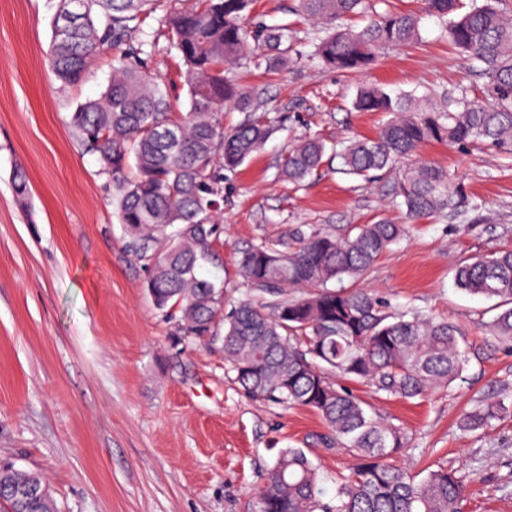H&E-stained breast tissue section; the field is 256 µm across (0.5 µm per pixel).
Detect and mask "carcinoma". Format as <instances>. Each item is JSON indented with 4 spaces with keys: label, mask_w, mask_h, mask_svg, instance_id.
Masks as SVG:
<instances>
[{
    "label": "carcinoma",
    "mask_w": 512,
    "mask_h": 512,
    "mask_svg": "<svg viewBox=\"0 0 512 512\" xmlns=\"http://www.w3.org/2000/svg\"><path fill=\"white\" fill-rule=\"evenodd\" d=\"M372 0H296L289 12L322 25L311 58L341 73L365 71L387 47L420 36L416 13L372 11L361 28L348 24ZM499 0H424L425 13L442 22L450 43L481 64L497 94L484 104L457 98L423 106L413 93L364 86L354 107L390 115L376 139L332 147L342 173L370 180L427 142L491 145L512 155V20ZM250 0H58L47 62L64 84L79 80L100 54L112 49V71L101 95L77 104L71 123L84 146L98 154L112 182L113 205L125 231V247L149 270L154 305L177 319L183 335L222 343L234 380L255 400L315 411L329 430L324 438L357 463L336 480L327 497L324 480L301 448H282L255 496V512H460L470 476L458 469L429 470L416 478L398 461L409 450L405 431L376 414L372 405L335 378L372 386L388 398L420 397L449 387L470 363L468 340L456 326L424 311H386L362 288H348L405 234V226L380 220L353 227L343 237L297 228L241 251L238 267L250 290L275 300L246 298L224 311L223 286L200 277L212 256L220 223L222 170H236L257 152L273 128L257 111L251 92L228 76L234 64L288 63L302 42L293 23L276 27L246 22ZM153 19L185 69L188 108H173L159 84L142 72L155 43L133 35ZM248 112L224 128V113ZM325 143L305 138L281 160L295 185L318 171ZM393 198L412 221L449 208L478 209L431 163L404 171ZM461 291L497 300L492 331L512 342V251L462 261L455 272ZM287 288L314 292L284 297ZM224 323V334L216 330ZM503 403H481L463 427L476 431L497 418ZM35 486L28 501L16 495ZM16 512H56L41 476L0 466V496Z\"/></svg>",
    "instance_id": "obj_1"
}]
</instances>
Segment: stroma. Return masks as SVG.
<instances>
[{"label": "stroma", "instance_id": "stroma-1", "mask_svg": "<svg viewBox=\"0 0 512 512\" xmlns=\"http://www.w3.org/2000/svg\"><path fill=\"white\" fill-rule=\"evenodd\" d=\"M56 4L0 0V460L43 474L57 512H254L256 491L288 447L304 449L334 489L351 458L322 443L321 418L245 397L220 342L184 338L154 306L146 269L125 249L112 183L70 123L78 103L103 91L112 54L74 84L55 79L46 61ZM149 70L186 110L187 88L166 49ZM236 74L275 131L225 173L223 226L201 276L223 282L232 305L249 293L241 249L300 225L342 236L355 224L403 223L392 193L404 170L445 167L479 213L407 224L359 285L391 308L416 307L461 328L471 344L465 378L422 399L385 400L359 384L353 391L406 429L412 447L402 462L412 472L471 474L462 512H512V345L490 330L491 301L453 281L461 260L512 249V156L428 144L371 183L327 165L297 190L280 174L303 136L331 146L378 135L385 115L352 108L361 85L413 90L431 103L444 93L493 102L476 63L425 17L418 42L385 49L361 74L305 61ZM20 170L29 182L22 201L13 191ZM493 398L504 399L505 417L464 430V414Z\"/></svg>", "mask_w": 512, "mask_h": 512}]
</instances>
